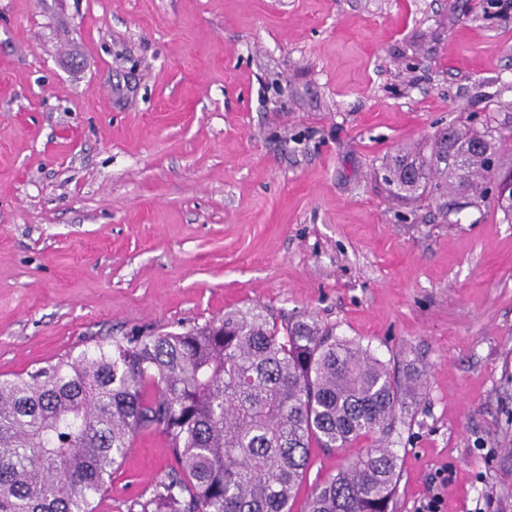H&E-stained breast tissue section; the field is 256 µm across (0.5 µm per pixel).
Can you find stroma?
<instances>
[{
  "mask_svg": "<svg viewBox=\"0 0 512 512\" xmlns=\"http://www.w3.org/2000/svg\"><path fill=\"white\" fill-rule=\"evenodd\" d=\"M512 129L507 0H0V378L258 305L424 385L396 512H512V223L393 200L451 122ZM341 455L311 452L291 512ZM173 466L136 436L95 512Z\"/></svg>",
  "mask_w": 512,
  "mask_h": 512,
  "instance_id": "stroma-1",
  "label": "stroma"
}]
</instances>
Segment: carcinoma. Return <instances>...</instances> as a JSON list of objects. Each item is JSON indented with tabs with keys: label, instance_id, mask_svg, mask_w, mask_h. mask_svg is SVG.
<instances>
[{
	"label": "carcinoma",
	"instance_id": "1",
	"mask_svg": "<svg viewBox=\"0 0 512 512\" xmlns=\"http://www.w3.org/2000/svg\"><path fill=\"white\" fill-rule=\"evenodd\" d=\"M498 129L452 122L386 164L397 199L487 196ZM423 373L396 378L368 348L258 307L180 332L114 337L29 378L0 381V512H94L137 432L158 431L178 465L139 512H290L310 449L372 445L315 482L307 512H393L399 455L385 445Z\"/></svg>",
	"mask_w": 512,
	"mask_h": 512
}]
</instances>
